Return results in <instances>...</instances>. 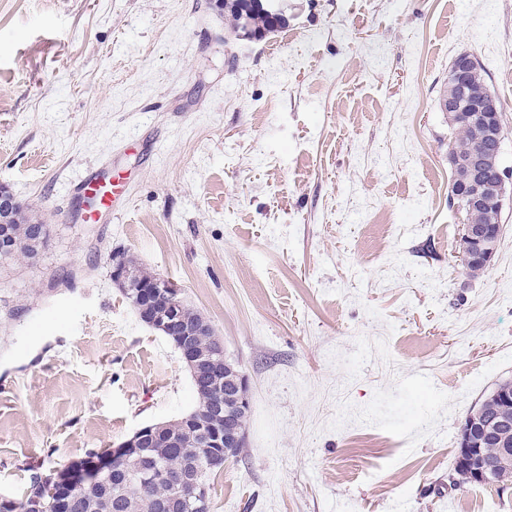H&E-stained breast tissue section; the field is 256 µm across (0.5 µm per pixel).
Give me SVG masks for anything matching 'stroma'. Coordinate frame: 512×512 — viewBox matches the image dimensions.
Here are the masks:
<instances>
[{
  "mask_svg": "<svg viewBox=\"0 0 512 512\" xmlns=\"http://www.w3.org/2000/svg\"><path fill=\"white\" fill-rule=\"evenodd\" d=\"M235 38L216 0H0V185L47 245L0 261V498L194 406L113 283H174L250 386L211 512H512L450 487L466 416L512 379V198L467 278L449 207L453 59L479 60L512 172V0H286ZM122 172L120 216L73 187Z\"/></svg>",
  "mask_w": 512,
  "mask_h": 512,
  "instance_id": "stroma-1",
  "label": "stroma"
}]
</instances>
